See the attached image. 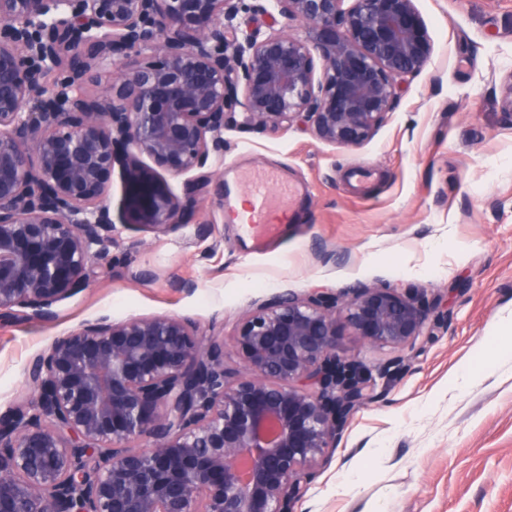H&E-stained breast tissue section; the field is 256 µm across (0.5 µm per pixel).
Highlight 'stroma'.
<instances>
[{"instance_id":"1","label":"stroma","mask_w":512,"mask_h":512,"mask_svg":"<svg viewBox=\"0 0 512 512\" xmlns=\"http://www.w3.org/2000/svg\"><path fill=\"white\" fill-rule=\"evenodd\" d=\"M415 7L431 59L400 83L393 110L362 146L321 142L303 125L225 130L230 148L192 224L160 235L122 226L123 178L113 172L115 242L88 286L59 302L53 319H0V411L28 393L33 355L104 314L189 319L238 369V325L282 291L416 288L439 306L431 336L404 350L400 368L382 371L393 350L341 337V353L371 371L373 397L319 458L299 512H512V362L494 364L492 340L512 312V112L501 102L512 74V0ZM255 169L299 194L287 207L291 222L244 238L226 206ZM466 367L469 387L449 392ZM344 480L353 490H339Z\"/></svg>"}]
</instances>
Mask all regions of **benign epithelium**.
<instances>
[{
    "mask_svg": "<svg viewBox=\"0 0 512 512\" xmlns=\"http://www.w3.org/2000/svg\"><path fill=\"white\" fill-rule=\"evenodd\" d=\"M431 54L414 0H0V318L47 321L87 285L115 242L114 169L124 226L176 231L197 200L159 170L205 188L230 123L358 147ZM104 64L110 86L75 92ZM436 307L391 285L287 290L238 328L240 372L184 318L84 323L0 412V512H295L371 388L342 331L400 351Z\"/></svg>",
    "mask_w": 512,
    "mask_h": 512,
    "instance_id": "7a95c632",
    "label": "benign epithelium"
}]
</instances>
